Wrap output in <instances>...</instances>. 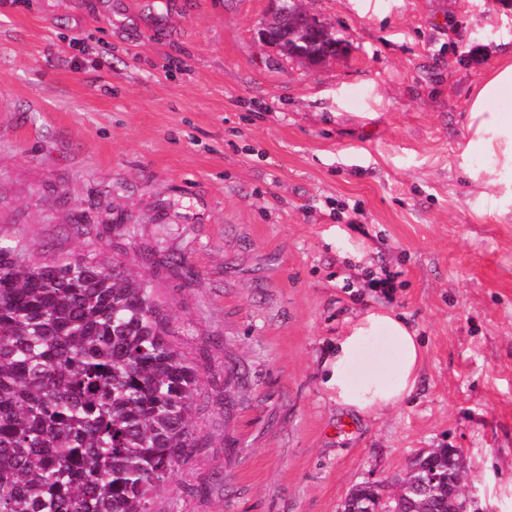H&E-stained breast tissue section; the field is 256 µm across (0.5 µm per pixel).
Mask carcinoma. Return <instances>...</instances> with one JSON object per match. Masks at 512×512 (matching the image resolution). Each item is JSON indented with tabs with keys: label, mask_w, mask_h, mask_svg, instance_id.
Segmentation results:
<instances>
[{
	"label": "carcinoma",
	"mask_w": 512,
	"mask_h": 512,
	"mask_svg": "<svg viewBox=\"0 0 512 512\" xmlns=\"http://www.w3.org/2000/svg\"><path fill=\"white\" fill-rule=\"evenodd\" d=\"M290 59L335 57L344 40L296 41ZM198 370L149 281L101 253L43 258L0 235V512H150L194 448ZM448 449L417 457L398 493L368 483L352 512H448ZM438 477L428 482V473Z\"/></svg>",
	"instance_id": "cac0c4a2"
}]
</instances>
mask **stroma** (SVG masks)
<instances>
[{
	"label": "stroma",
	"instance_id": "obj_1",
	"mask_svg": "<svg viewBox=\"0 0 512 512\" xmlns=\"http://www.w3.org/2000/svg\"><path fill=\"white\" fill-rule=\"evenodd\" d=\"M344 39L262 46L271 0H0V234L148 277L197 365L198 447L152 512H340L465 451L512 512V202L469 180L467 102L512 0H302ZM396 272L392 300L360 288ZM393 311L424 349L400 405L323 386L337 338Z\"/></svg>",
	"mask_w": 512,
	"mask_h": 512
}]
</instances>
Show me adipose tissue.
Wrapping results in <instances>:
<instances>
[{"label":"adipose tissue","instance_id":"obj_1","mask_svg":"<svg viewBox=\"0 0 512 512\" xmlns=\"http://www.w3.org/2000/svg\"><path fill=\"white\" fill-rule=\"evenodd\" d=\"M467 148L483 153L486 166L469 178L486 188L512 187V54L503 56L473 93L467 107ZM384 337L390 359L385 370L353 381L351 368L372 338ZM423 345L394 313L372 309L340 336L326 364L323 385L336 403L359 414L397 406L417 383Z\"/></svg>","mask_w":512,"mask_h":512}]
</instances>
